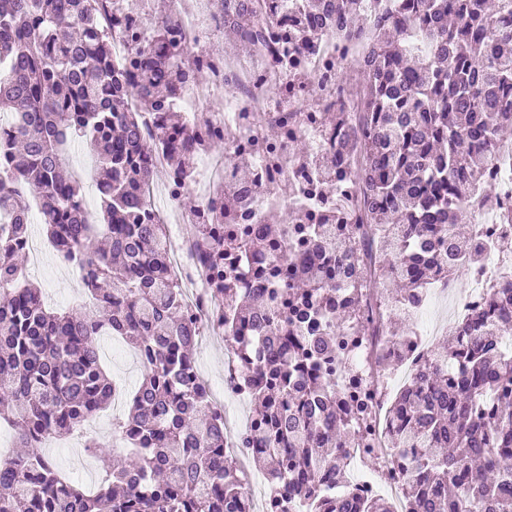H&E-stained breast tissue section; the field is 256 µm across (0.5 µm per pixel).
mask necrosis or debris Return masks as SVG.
<instances>
[{
	"label": "necrosis or debris",
	"mask_w": 512,
	"mask_h": 512,
	"mask_svg": "<svg viewBox=\"0 0 512 512\" xmlns=\"http://www.w3.org/2000/svg\"><path fill=\"white\" fill-rule=\"evenodd\" d=\"M288 0H264L268 14L276 22L268 27L263 42L250 56L208 53V41L222 35L224 19L209 8V0H196L193 11L177 15L174 29L184 48L208 74L207 82L187 78L180 98L186 114H194L202 105L221 101L222 106L205 124H191L195 143L224 142L223 154L208 157L205 178H181L165 165V155L153 153L150 164L152 178L148 184L151 196V218L169 223L170 265L186 289V308L198 333L222 334L224 303L209 286V273L177 228L185 216L177 207L180 193L197 194L200 205L194 221L216 224L220 221L224 190L233 180L232 157L251 155L254 181L262 186L261 194H247L237 213L240 224L264 223L266 215L287 207L288 201L279 188L293 184L300 199L310 211L326 208L353 210L356 199L353 188L337 182L331 194L314 186L311 168L297 159L289 148L291 141L307 139L313 151L335 150L336 140L321 120L322 112L336 108L354 111L357 93L344 85L339 73L357 57V47L339 42L335 34L322 35L313 46L294 39L279 19L287 13ZM112 57L128 62L133 46L146 42L143 15L134 9L113 10ZM292 115L283 128V142L277 158H270L260 148L263 140L262 120L268 116ZM466 211L475 216L481 241L491 242L485 261L471 271L467 301L455 308L456 319L482 306L491 284L512 280V256L503 245L512 240V142L501 143L497 154L485 170V185L465 202ZM369 321L366 335L346 333L345 368L337 374L336 389L342 401L361 406L358 418L361 445L348 455V472L354 479L359 497L368 499L389 496L395 512H412L406 499L401 472L406 460L386 453L384 445L394 427L389 415V399L401 385L415 381L428 346L421 333L408 337L404 345L389 341L384 333L386 311L375 299L364 306Z\"/></svg>",
	"instance_id": "obj_1"
}]
</instances>
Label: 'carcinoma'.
I'll return each mask as SVG.
<instances>
[{"instance_id":"carcinoma-1","label":"carcinoma","mask_w":512,"mask_h":512,"mask_svg":"<svg viewBox=\"0 0 512 512\" xmlns=\"http://www.w3.org/2000/svg\"><path fill=\"white\" fill-rule=\"evenodd\" d=\"M108 0H0V103L16 133L0 136V418L25 449L0 465V512H241L243 485L224 453V426L197 379L196 328L168 260L164 225L145 212L140 189L150 154L189 176V130L178 88L202 77L170 26L172 11L150 16L152 44L134 46L137 68L112 58L103 28ZM224 33L254 46L271 18L262 0H219ZM298 39L311 46L332 25L363 43L366 82L360 111L328 112L336 151L302 152L316 179H349L356 209L327 210L320 222L293 206L292 244L280 216L257 233L218 237L198 225V257L224 299L227 345L253 334L262 350L244 357L249 400L261 424L269 482L289 485L303 512H393L380 498L357 500L342 481L349 449L360 445L354 412L341 411L333 376L343 366L347 324L361 310L371 278L398 279L400 313L438 275L481 262L476 232L467 240L465 200L483 186L503 130L512 128V0H292ZM161 113L152 141L139 133L142 113ZM80 141L96 155L100 212L85 221L84 198L69 173L67 149ZM250 180L224 192L225 214L243 201ZM38 195L48 240L78 271L94 299L78 315L48 308L16 259L25 253L29 200ZM391 252L383 264L380 253ZM267 254L274 270L243 281L226 256L247 262ZM348 289L343 302L336 289ZM288 296V310L276 307ZM336 308V326L316 318ZM136 348L143 379L116 432L135 461L86 493L60 477L42 453L53 438L82 428L111 404L112 381L100 362L99 337ZM512 281L489 288L481 309L448 331V350L429 352L418 380L390 404L399 423L396 455L409 450L405 495L416 512H512ZM458 366L448 373V363Z\"/></svg>"}]
</instances>
